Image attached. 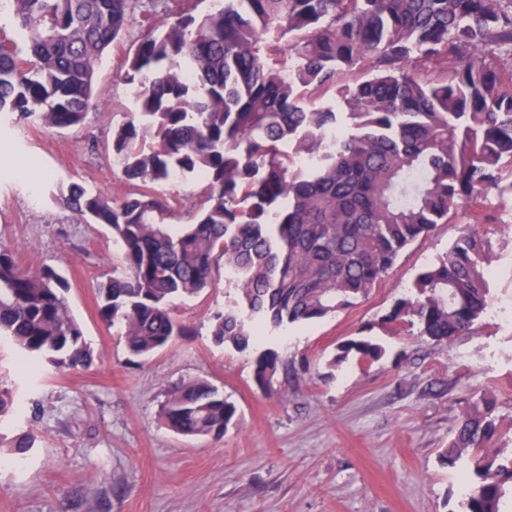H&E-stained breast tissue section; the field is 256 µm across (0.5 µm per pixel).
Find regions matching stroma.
<instances>
[{"instance_id":"1","label":"stroma","mask_w":512,"mask_h":512,"mask_svg":"<svg viewBox=\"0 0 512 512\" xmlns=\"http://www.w3.org/2000/svg\"><path fill=\"white\" fill-rule=\"evenodd\" d=\"M96 71L97 109L83 126H0V243L28 270H61L68 304L89 342L86 370L33 374L0 338V512H459L464 466L439 455L471 396L487 399L499 431L492 451L512 449V324L487 315L437 344L379 321L418 270L447 250L460 223L442 224L402 253L355 306L311 325L270 333L283 364L266 387L253 377L256 349L218 345L213 318L228 282L216 269L199 297L176 301L188 333L149 360L133 357L98 315L97 287L120 263L109 229L78 222L52 194L79 181L112 197L127 185L112 160V130L135 111L121 80L125 52ZM490 270L499 304L512 302V200L490 198ZM372 329L381 361L333 364L338 344ZM189 379L223 391L239 415L223 437L187 439L159 419L167 392ZM33 435L18 452L15 443Z\"/></svg>"}]
</instances>
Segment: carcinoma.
<instances>
[{
  "instance_id": "cac0c4a2",
  "label": "carcinoma",
  "mask_w": 512,
  "mask_h": 512,
  "mask_svg": "<svg viewBox=\"0 0 512 512\" xmlns=\"http://www.w3.org/2000/svg\"><path fill=\"white\" fill-rule=\"evenodd\" d=\"M9 5L20 37L0 35V116L56 130L85 123L101 58L130 21L143 28L121 74L135 115L112 131L129 190L112 198L72 182L60 196L120 247L99 315L131 355L182 335L172 303L207 288L220 262L237 292L212 336L245 350L263 325L286 330L354 305L408 246L460 214L461 234L381 326L446 343L490 312L485 203L512 197V72L491 58L512 59V0H214L202 16L167 0ZM175 174L206 181L188 208L153 189ZM67 289L55 269L26 271L0 247V335L29 371L40 357L62 371L92 365ZM385 355L377 337L357 336L333 362ZM280 365L260 352L256 383ZM482 404L469 403L442 458L474 475L461 512H508L512 457L482 453L497 432ZM159 415L193 438L238 423L236 405L197 379L176 386Z\"/></svg>"
}]
</instances>
